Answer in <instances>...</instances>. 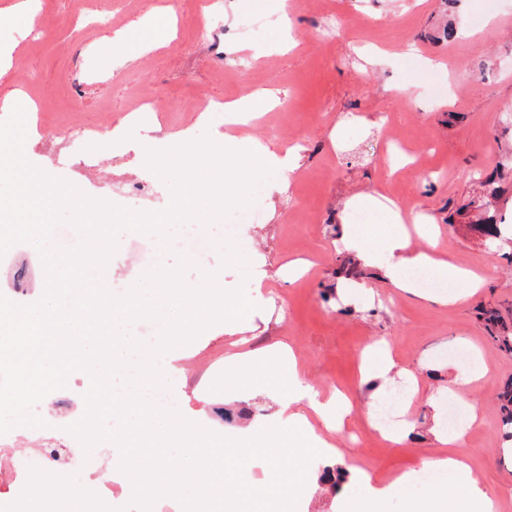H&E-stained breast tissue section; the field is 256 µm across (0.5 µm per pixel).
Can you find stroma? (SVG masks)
<instances>
[{"instance_id": "1", "label": "stroma", "mask_w": 512, "mask_h": 512, "mask_svg": "<svg viewBox=\"0 0 512 512\" xmlns=\"http://www.w3.org/2000/svg\"><path fill=\"white\" fill-rule=\"evenodd\" d=\"M350 39H323L318 0H296L297 47L278 50L276 29L240 32L252 13L278 17V0H253L232 9L230 0H39L33 28L0 31L9 59L0 65V118L6 99L25 92L36 109L26 115V158L84 194L137 211H160L171 200L167 185L142 160L134 144L105 151L94 141L106 127L141 111L150 119L139 133L165 144L183 130L224 135V117H202L201 101L248 99L262 121L238 127L274 149L299 147L300 167L289 183H260L253 204L259 224L242 225L235 241L248 266H223L211 250L186 273L196 284L206 269L222 270V287L245 288L256 308L244 320L248 349L289 347L300 377L327 397H347L344 424L333 437L335 465L352 471L364 459L377 483L388 474L414 472L443 454L434 431L446 430L448 404L478 419L454 448L492 495L493 512H512V452L502 448L497 392L512 378V353L494 342L479 319L483 308L512 320V243L489 245L467 219L455 217L463 200L482 195L473 171L492 173L512 150V0H330ZM172 18L163 46L139 56L114 44L115 31L143 28L158 9ZM228 13L217 39L198 36L204 14ZM464 38H440L446 24ZM386 54L363 66L364 48ZM275 91L269 103L264 91ZM151 185L134 197L137 183ZM397 207L413 252L436 251L449 262L486 274L483 288L447 304L448 289L391 288L378 268L346 282L339 259H350L343 241L359 234L380 246L389 232L387 213ZM372 223H351L353 211ZM133 234L121 232L103 272L110 292L125 294L150 262L140 258ZM231 332L217 323L174 353L179 407L225 437L238 438L241 419L222 420L218 409L249 410L255 424L274 421L271 397H236L212 391L234 349ZM467 352L468 362L449 349ZM391 354L398 372L362 381L368 363ZM485 374H478L479 366ZM474 375L467 401L453 402L448 381ZM409 387V417L418 432L393 443L367 417L379 397ZM326 459L311 461L305 497L297 512H361L364 491L351 483L340 494L320 481Z\"/></svg>"}]
</instances>
